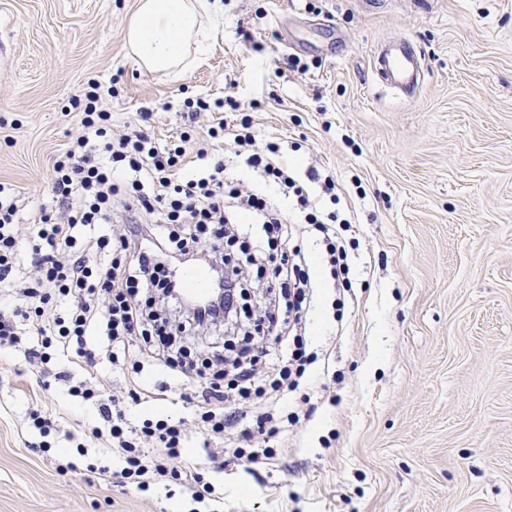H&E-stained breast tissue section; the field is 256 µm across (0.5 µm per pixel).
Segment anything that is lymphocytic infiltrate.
Wrapping results in <instances>:
<instances>
[{"instance_id": "obj_1", "label": "lymphocytic infiltrate", "mask_w": 512, "mask_h": 512, "mask_svg": "<svg viewBox=\"0 0 512 512\" xmlns=\"http://www.w3.org/2000/svg\"><path fill=\"white\" fill-rule=\"evenodd\" d=\"M100 100L95 83L74 96L81 133L53 163L54 206L32 212L29 238L19 235L17 199L0 195V290L25 304L19 314L0 310V348L23 349L45 377L68 382L76 402L96 407L98 421L83 431L76 448L97 447L121 463L116 472L95 468L97 479H116L141 491L177 482L198 499L200 474L185 461L193 436L223 440L224 452L209 455L218 471L228 461L249 467L275 457L274 449L240 445L237 418L225 413L224 404L280 402L307 380L317 360L305 339L316 284L293 239L317 238L332 278L349 286L355 218L349 212L323 213L321 198H339L335 178L313 168L299 180L283 162L278 143L257 147L249 124L220 121L209 127L206 139L187 129L162 145L140 127L113 135L112 115ZM212 140L229 145L260 188L243 189L223 160L209 161ZM193 161L200 165L198 172L185 176ZM118 210L128 218L126 234L117 239L95 234V226L111 223ZM202 241L220 254L221 266L210 271L215 292L195 303L186 298L169 264L194 256ZM26 256L34 275L20 271ZM244 263L268 273L265 305L254 330L292 339L290 359L266 365L247 337L229 346L227 354L190 358L176 347V333L233 322ZM134 336L140 339L141 357L131 363L135 380L127 398L104 395L95 373L99 361L118 362V348ZM56 354L79 366L82 377L49 369ZM147 357L200 388L196 431L181 420L129 421L125 400L137 402L148 393L141 379Z\"/></svg>"}]
</instances>
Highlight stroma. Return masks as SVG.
Segmentation results:
<instances>
[{
    "mask_svg": "<svg viewBox=\"0 0 512 512\" xmlns=\"http://www.w3.org/2000/svg\"><path fill=\"white\" fill-rule=\"evenodd\" d=\"M137 0H0V185L20 199L19 228L51 205L55 157L77 135L63 111L95 79L124 133L150 110L159 142L184 128L183 101L234 95L258 145L282 144L345 189L359 240L344 332L328 268L308 315L312 349L327 352L291 393L310 420L249 471L216 473L202 448L186 457L224 512H512V0H225L210 51L179 81L149 71L124 41ZM309 64L284 71V39ZM261 49H253L252 41ZM384 42L423 63L413 92L380 85ZM165 395L127 405L135 421L196 422L181 380L155 366ZM65 433L96 419L65 382L44 388L22 354L0 350V512H191L169 482L135 491L87 478L118 469L89 449L79 473L26 448L28 413Z\"/></svg>",
    "mask_w": 512,
    "mask_h": 512,
    "instance_id": "obj_1",
    "label": "stroma"
}]
</instances>
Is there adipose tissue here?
<instances>
[{"label":"adipose tissue","mask_w":512,"mask_h":512,"mask_svg":"<svg viewBox=\"0 0 512 512\" xmlns=\"http://www.w3.org/2000/svg\"><path fill=\"white\" fill-rule=\"evenodd\" d=\"M223 11L221 0H137L126 27V45L149 71L181 79L190 54L207 52L211 20Z\"/></svg>","instance_id":"1"}]
</instances>
